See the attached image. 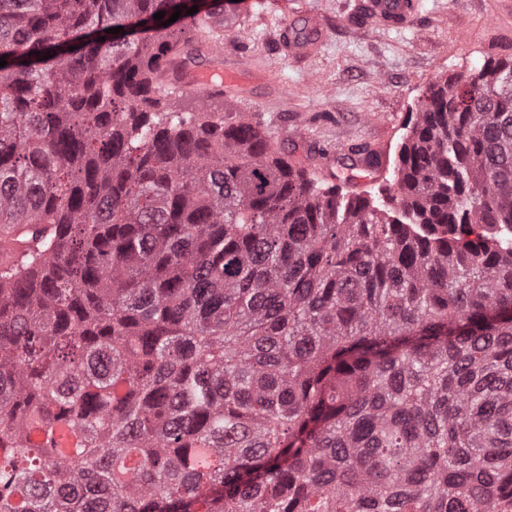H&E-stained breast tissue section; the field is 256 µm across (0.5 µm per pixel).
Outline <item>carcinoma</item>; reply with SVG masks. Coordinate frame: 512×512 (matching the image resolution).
Instances as JSON below:
<instances>
[{
  "instance_id": "carcinoma-1",
  "label": "carcinoma",
  "mask_w": 512,
  "mask_h": 512,
  "mask_svg": "<svg viewBox=\"0 0 512 512\" xmlns=\"http://www.w3.org/2000/svg\"><path fill=\"white\" fill-rule=\"evenodd\" d=\"M210 8L0 0V512H512V60L376 205L173 111Z\"/></svg>"
}]
</instances>
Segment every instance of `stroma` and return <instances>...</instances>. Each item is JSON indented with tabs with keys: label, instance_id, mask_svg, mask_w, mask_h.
Listing matches in <instances>:
<instances>
[{
	"label": "stroma",
	"instance_id": "1",
	"mask_svg": "<svg viewBox=\"0 0 512 512\" xmlns=\"http://www.w3.org/2000/svg\"><path fill=\"white\" fill-rule=\"evenodd\" d=\"M363 3L225 0L227 22L214 42L240 57L247 92L204 102L190 91L176 111L205 108L223 113L228 124L251 119L311 175L317 168L311 144L366 146L385 155L386 168L358 188L384 196L419 95L484 60L512 58V0H415L411 22L400 29L369 20ZM309 16L322 24L319 46L306 57L287 55L278 47L280 30L303 26Z\"/></svg>",
	"mask_w": 512,
	"mask_h": 512
}]
</instances>
